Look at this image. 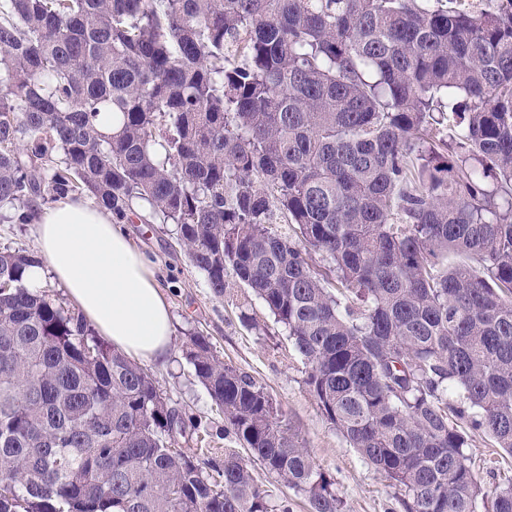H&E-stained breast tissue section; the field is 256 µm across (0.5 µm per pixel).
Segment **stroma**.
I'll list each match as a JSON object with an SVG mask.
<instances>
[{
    "mask_svg": "<svg viewBox=\"0 0 512 512\" xmlns=\"http://www.w3.org/2000/svg\"><path fill=\"white\" fill-rule=\"evenodd\" d=\"M123 229L155 268L172 316L168 362L152 367L154 380L176 407L200 418L209 431L204 441L189 439L188 448L200 457L219 459L232 445L224 437L223 415L182 355L188 336L199 333L208 336L225 363L248 372L267 388L317 465L334 479L343 512H403L397 488L363 461L323 417L304 383L306 364L263 303L236 285L216 296L205 275L177 245L171 225L148 224L134 213ZM252 318L259 329L249 326ZM466 454L482 486L512 478V456L492 447L486 436L473 434Z\"/></svg>",
    "mask_w": 512,
    "mask_h": 512,
    "instance_id": "obj_1",
    "label": "stroma"
}]
</instances>
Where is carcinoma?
Listing matches in <instances>:
<instances>
[{
	"instance_id": "carcinoma-1",
	"label": "carcinoma",
	"mask_w": 512,
	"mask_h": 512,
	"mask_svg": "<svg viewBox=\"0 0 512 512\" xmlns=\"http://www.w3.org/2000/svg\"><path fill=\"white\" fill-rule=\"evenodd\" d=\"M86 195L258 297L405 512H512V0H0V218ZM288 230H280V225ZM0 251V512H342L251 374L183 352L224 449ZM478 482L482 486L512 478V457L499 448H492L489 439L482 434H472L469 448L465 449ZM255 472L257 474L258 479L264 483L269 490H271L274 496H282V494H287L294 504L293 512H308L306 500L300 495L295 493L292 490L286 489L281 485H278L277 482L271 477L268 476L265 471L260 469L259 466H255Z\"/></svg>"
}]
</instances>
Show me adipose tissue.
Masks as SVG:
<instances>
[{"label": "adipose tissue", "mask_w": 512, "mask_h": 512, "mask_svg": "<svg viewBox=\"0 0 512 512\" xmlns=\"http://www.w3.org/2000/svg\"><path fill=\"white\" fill-rule=\"evenodd\" d=\"M37 286L52 277L95 331L130 359L166 364L171 315L154 269L110 212L87 199L66 198L39 209Z\"/></svg>", "instance_id": "1"}]
</instances>
